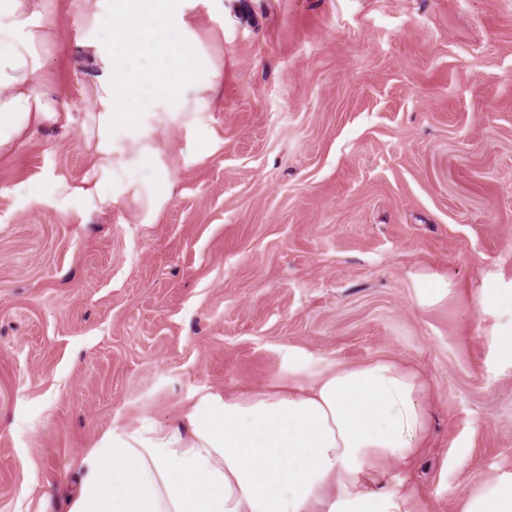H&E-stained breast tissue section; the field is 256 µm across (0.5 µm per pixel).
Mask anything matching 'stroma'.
<instances>
[{
    "instance_id": "stroma-1",
    "label": "stroma",
    "mask_w": 512,
    "mask_h": 512,
    "mask_svg": "<svg viewBox=\"0 0 512 512\" xmlns=\"http://www.w3.org/2000/svg\"><path fill=\"white\" fill-rule=\"evenodd\" d=\"M92 0H54L47 57L75 117L0 156V512H43L115 425L174 424L192 394L282 378L286 348L321 365L420 368L434 420L393 472L423 512H459L512 470V363L473 312L512 284V0H197L224 64L191 166L168 127L169 202H61L91 159L98 67L78 49ZM451 283L429 310L414 273Z\"/></svg>"
}]
</instances>
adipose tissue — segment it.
Here are the masks:
<instances>
[{"mask_svg": "<svg viewBox=\"0 0 512 512\" xmlns=\"http://www.w3.org/2000/svg\"><path fill=\"white\" fill-rule=\"evenodd\" d=\"M192 0H97L81 47L99 66L83 123L91 157L85 186L58 183L61 200L90 211L131 189L125 173L152 170L149 209L171 196L160 132L183 126L184 163L212 148L204 124L224 67L199 40ZM52 0H0V154L73 117L48 88L44 51ZM474 310L505 318L493 334L512 362V289L479 288ZM284 381L238 396L204 393L180 425L113 426L74 464L62 486L66 512H420L414 489L389 467L412 461L427 442L428 384L387 359L323 367L288 349ZM459 512H512V472L477 481Z\"/></svg>", "mask_w": 512, "mask_h": 512, "instance_id": "1", "label": "adipose tissue"}]
</instances>
